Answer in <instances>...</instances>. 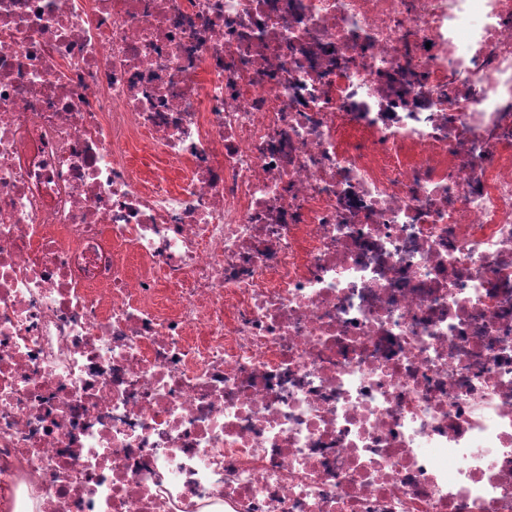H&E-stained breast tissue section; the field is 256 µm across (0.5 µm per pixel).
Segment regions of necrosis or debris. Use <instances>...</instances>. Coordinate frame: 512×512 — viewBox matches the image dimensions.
Instances as JSON below:
<instances>
[{
  "label": "necrosis or debris",
  "instance_id": "4bbe7bcc",
  "mask_svg": "<svg viewBox=\"0 0 512 512\" xmlns=\"http://www.w3.org/2000/svg\"><path fill=\"white\" fill-rule=\"evenodd\" d=\"M0 512H512V0H0Z\"/></svg>",
  "mask_w": 512,
  "mask_h": 512
}]
</instances>
